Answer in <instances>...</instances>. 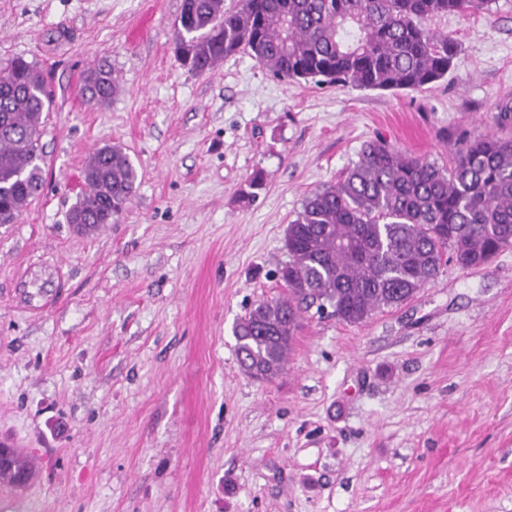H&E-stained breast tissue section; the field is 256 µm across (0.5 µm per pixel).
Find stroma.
<instances>
[{"label":"stroma","mask_w":512,"mask_h":512,"mask_svg":"<svg viewBox=\"0 0 512 512\" xmlns=\"http://www.w3.org/2000/svg\"><path fill=\"white\" fill-rule=\"evenodd\" d=\"M180 4L0 0V64L36 62L53 91L44 192L0 224V443L42 470L0 485V512H512V246L359 324L304 311L270 381L233 335L287 296L288 224L365 143L448 166L512 135V0L435 20L458 54L420 92L282 81L245 53L196 74L175 55ZM103 62L105 108L82 93ZM106 144L137 189L86 237L68 213ZM52 268L62 301L19 307Z\"/></svg>","instance_id":"obj_1"}]
</instances>
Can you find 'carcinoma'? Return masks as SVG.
I'll return each instance as SVG.
<instances>
[{
    "instance_id": "cac0c4a2",
    "label": "carcinoma",
    "mask_w": 512,
    "mask_h": 512,
    "mask_svg": "<svg viewBox=\"0 0 512 512\" xmlns=\"http://www.w3.org/2000/svg\"><path fill=\"white\" fill-rule=\"evenodd\" d=\"M495 0H181L175 44L196 73L245 52L280 80L315 79L368 90L421 91L443 79L457 55L453 38L430 27L448 14L490 11ZM112 70L91 69L82 93L105 105ZM50 92L38 67L17 57L0 68V222L14 223L43 184L40 138ZM443 168L381 140L362 147L336 183L306 198L288 224L286 298L258 303L233 327L242 369L258 379L283 370L302 307L331 309L359 324L398 307L450 259L488 264L512 244V137L456 149ZM71 215L110 224L132 198L138 172L118 145L96 149ZM27 459L0 447V481H23Z\"/></svg>"
}]
</instances>
